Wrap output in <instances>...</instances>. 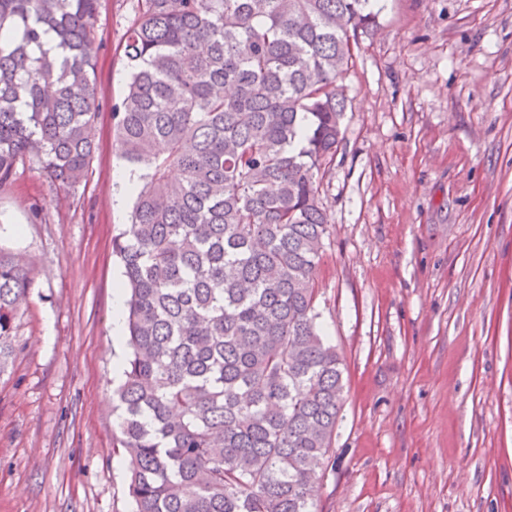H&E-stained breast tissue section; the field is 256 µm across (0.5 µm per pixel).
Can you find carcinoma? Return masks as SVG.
<instances>
[{
    "label": "carcinoma",
    "mask_w": 512,
    "mask_h": 512,
    "mask_svg": "<svg viewBox=\"0 0 512 512\" xmlns=\"http://www.w3.org/2000/svg\"><path fill=\"white\" fill-rule=\"evenodd\" d=\"M379 2L137 0L112 106L137 175L112 240L133 512H318L344 389L315 307L319 188L344 136L339 82ZM97 5L0 0V186L28 158L59 190L85 178ZM32 286L0 250V373Z\"/></svg>",
    "instance_id": "cac0c4a2"
}]
</instances>
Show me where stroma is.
<instances>
[{"mask_svg": "<svg viewBox=\"0 0 512 512\" xmlns=\"http://www.w3.org/2000/svg\"><path fill=\"white\" fill-rule=\"evenodd\" d=\"M135 0H99V149L75 189L0 187L34 285L0 374V512H132L116 449L112 105ZM343 80L320 200L322 330L344 364L321 512H512V0H385Z\"/></svg>", "mask_w": 512, "mask_h": 512, "instance_id": "1", "label": "stroma"}]
</instances>
